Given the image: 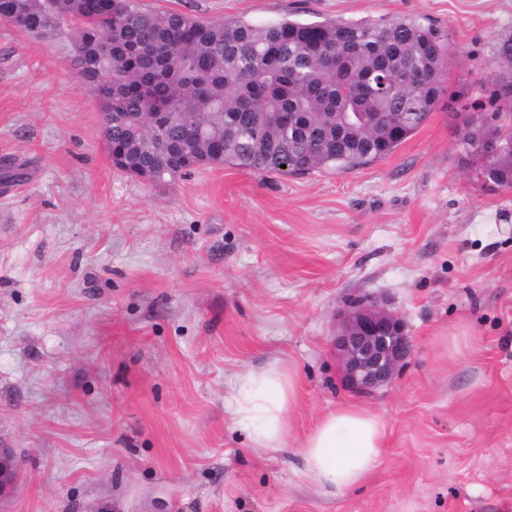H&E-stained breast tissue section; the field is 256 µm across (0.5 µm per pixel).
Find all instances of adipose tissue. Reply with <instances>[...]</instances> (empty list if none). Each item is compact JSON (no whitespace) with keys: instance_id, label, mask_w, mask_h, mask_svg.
<instances>
[{"instance_id":"obj_1","label":"adipose tissue","mask_w":512,"mask_h":512,"mask_svg":"<svg viewBox=\"0 0 512 512\" xmlns=\"http://www.w3.org/2000/svg\"><path fill=\"white\" fill-rule=\"evenodd\" d=\"M296 382L289 370L273 365L245 373L229 409L237 428L253 447L282 448L288 434V411ZM385 425L367 408L348 404L326 413L299 442L296 455L302 477L329 495L363 483L384 454Z\"/></svg>"}]
</instances>
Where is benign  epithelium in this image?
Instances as JSON below:
<instances>
[{"mask_svg":"<svg viewBox=\"0 0 512 512\" xmlns=\"http://www.w3.org/2000/svg\"><path fill=\"white\" fill-rule=\"evenodd\" d=\"M334 345L345 385L359 394H371L389 385L412 351L403 320L363 299L349 304L336 329ZM18 476L19 464L12 451L0 448V499L12 495Z\"/></svg>","mask_w":512,"mask_h":512,"instance_id":"obj_1","label":"benign epithelium"}]
</instances>
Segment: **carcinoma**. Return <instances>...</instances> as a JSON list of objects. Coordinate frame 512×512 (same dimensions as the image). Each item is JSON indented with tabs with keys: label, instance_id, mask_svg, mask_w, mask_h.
<instances>
[{
	"label": "carcinoma",
	"instance_id": "cac0c4a2",
	"mask_svg": "<svg viewBox=\"0 0 512 512\" xmlns=\"http://www.w3.org/2000/svg\"><path fill=\"white\" fill-rule=\"evenodd\" d=\"M13 13L23 34L84 58L80 81L109 78L116 168L156 185L222 164L297 174L387 157L435 112L457 60L446 33L416 20L256 27L140 0H0V16ZM492 97L499 122L467 112L456 138L461 162L499 191L512 189V81Z\"/></svg>",
	"mask_w": 512,
	"mask_h": 512
}]
</instances>
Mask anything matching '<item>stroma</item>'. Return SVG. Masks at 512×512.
I'll list each match as a JSON object with an SVG mask.
<instances>
[{"label": "stroma", "mask_w": 512, "mask_h": 512, "mask_svg": "<svg viewBox=\"0 0 512 512\" xmlns=\"http://www.w3.org/2000/svg\"><path fill=\"white\" fill-rule=\"evenodd\" d=\"M206 22H430L459 54L440 108L344 170L115 169L65 51L0 20V512H512V189L459 160L465 109L512 76V0H142ZM355 299L403 318L411 355L373 394L332 339ZM280 363L288 445L252 448L224 402ZM358 404L385 454L336 497L292 447ZM19 476V464L8 448H0V499L12 495Z\"/></svg>", "instance_id": "1"}]
</instances>
